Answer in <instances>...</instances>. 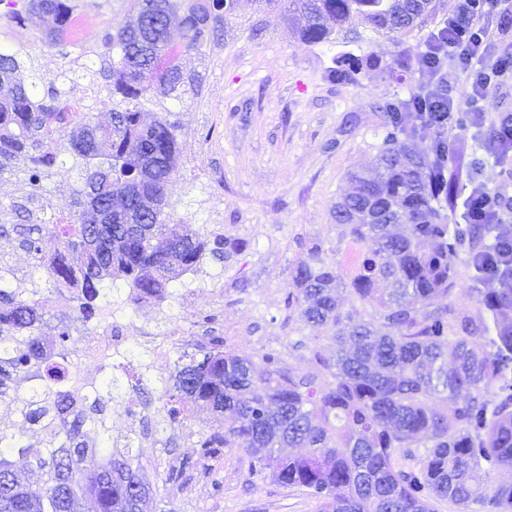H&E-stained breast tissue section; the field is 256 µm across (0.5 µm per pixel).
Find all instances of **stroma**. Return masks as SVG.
Instances as JSON below:
<instances>
[{"label": "stroma", "instance_id": "1", "mask_svg": "<svg viewBox=\"0 0 512 512\" xmlns=\"http://www.w3.org/2000/svg\"><path fill=\"white\" fill-rule=\"evenodd\" d=\"M73 16L95 20L86 42L45 43L46 23L28 18L24 0H0V48L23 49L25 78L47 92L60 70H77L73 96L101 99L96 117L109 120L111 82L103 72L105 36L131 11V0H69ZM435 9L409 32L381 35L352 17L335 43L301 44L274 12L256 0H239L198 50L183 53L178 65L195 90L182 100L159 101L154 91L141 99L144 111H165L178 125L182 153L170 189L168 210L193 229L223 233L238 242L223 259L210 256L172 286L203 291L207 301L182 321L168 303L128 309L136 330L131 355L147 356V336L172 328L208 341L224 339L226 349L261 359L275 353L278 364L296 376L316 374L314 351L336 352L334 331L311 326L287 307L292 276L312 263V244L347 271L354 254L334 207L349 171L368 163L382 140V108L408 99L418 86L409 78L427 36L452 14L456 0H434ZM348 52L381 63L401 61L390 74L362 69L354 79H334L333 59ZM84 170L67 159L65 170L46 180L55 216L73 209V192ZM124 384L112 395V447L132 448L153 483L145 512H319L306 491L285 486L250 468L236 445L202 456L197 438L223 430L209 411L194 415L195 438L172 431L160 411V396L174 383L175 365L135 382L132 364L115 366ZM178 479H171V472Z\"/></svg>", "mask_w": 512, "mask_h": 512}]
</instances>
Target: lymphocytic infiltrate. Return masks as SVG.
Returning a JSON list of instances; mask_svg holds the SVG:
<instances>
[{
	"mask_svg": "<svg viewBox=\"0 0 512 512\" xmlns=\"http://www.w3.org/2000/svg\"><path fill=\"white\" fill-rule=\"evenodd\" d=\"M485 11L471 0H458L448 20L431 33L417 60L421 86L416 116L436 135L447 134L460 104H467L469 122L481 138L479 144L488 158L512 159V119L483 111L479 100L512 81V12L500 16L496 27L484 22ZM468 74L462 100L449 97V65ZM470 190L463 201V219L468 224L495 225L500 242L495 255L473 258L471 267L486 285L499 277H512V224L503 223V213L512 212V185L489 186L469 177Z\"/></svg>",
	"mask_w": 512,
	"mask_h": 512,
	"instance_id": "1",
	"label": "lymphocytic infiltrate"
}]
</instances>
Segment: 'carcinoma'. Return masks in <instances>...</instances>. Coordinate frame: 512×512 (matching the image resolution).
<instances>
[{
    "mask_svg": "<svg viewBox=\"0 0 512 512\" xmlns=\"http://www.w3.org/2000/svg\"><path fill=\"white\" fill-rule=\"evenodd\" d=\"M433 0H258L308 46L330 44L353 15L376 32L402 33L428 15ZM237 0H135V14L106 36L112 54V112L106 126L91 110L71 112L63 92L48 101L33 96L36 84L19 77V52L0 48V169L23 175L28 198L43 199L44 181L62 155L85 170L77 209L52 221L24 205L0 221V241L24 254L29 266L55 285L76 289L73 311L58 317V350L74 322L104 320L103 291L112 270L128 280L129 301L161 302L173 281L206 253L221 257L237 245L224 235L198 233L165 212L181 149L177 125L140 107L143 92L179 100L188 93L176 60L210 36L219 11L234 12ZM68 0H28L31 17H54L47 39L65 36ZM172 19L181 32L174 45L166 32ZM334 74L350 79L356 59H335ZM385 108L382 142L373 164L348 174L349 189L334 218L360 245L350 293L372 313L345 310L336 298L342 277L336 264L311 247L312 266L293 275L288 305L311 325L336 328V358H314L319 375L295 377L264 355L255 361L224 350L211 338L198 360L187 352L175 361L172 389L162 411L172 423L198 410L224 417V433L199 441L208 456L233 442L251 456L253 469L305 490L321 512H437L448 502L467 512L474 502L491 512H512V480L487 487L489 473L512 469V279L482 291L483 313L443 307L451 296L459 251L479 238L496 243L492 224L450 227L439 204L452 187L444 167L448 142L416 151L399 139L401 109ZM55 252L43 249L47 236ZM15 275L0 251V398L14 395L21 380L54 374L59 366L40 334L51 315L40 298L10 287ZM453 338H448V333ZM496 385L488 396L486 390ZM117 380L103 370L95 403L74 405L66 394L33 398L22 405L26 425L0 430V512H136L152 482L130 452L109 453L94 470L79 472L72 459L84 451L85 430L111 416ZM47 443L44 455L28 457L31 440ZM423 451H418V447ZM284 448L299 452L282 453ZM36 467L40 481L24 484L18 472Z\"/></svg>",
    "mask_w": 512,
    "mask_h": 512,
    "instance_id": "1",
    "label": "carcinoma"
}]
</instances>
